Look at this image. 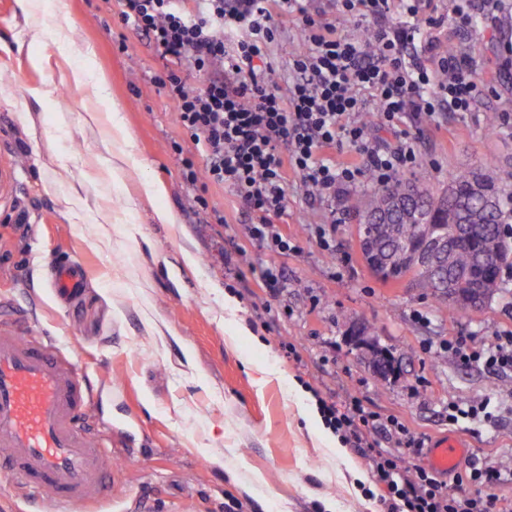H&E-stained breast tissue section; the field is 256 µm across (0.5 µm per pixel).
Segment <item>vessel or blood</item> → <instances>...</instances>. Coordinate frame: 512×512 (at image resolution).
Returning a JSON list of instances; mask_svg holds the SVG:
<instances>
[{
	"instance_id": "obj_1",
	"label": "vessel or blood",
	"mask_w": 512,
	"mask_h": 512,
	"mask_svg": "<svg viewBox=\"0 0 512 512\" xmlns=\"http://www.w3.org/2000/svg\"><path fill=\"white\" fill-rule=\"evenodd\" d=\"M48 286L58 300L75 298L84 272L73 260L53 261ZM95 397L88 375L55 340L35 335L28 314L0 320V463L30 501L51 492L59 512H111L106 475L112 439L86 414ZM459 438L433 442L431 465L448 471L465 452Z\"/></svg>"
}]
</instances>
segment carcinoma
<instances>
[{
    "label": "carcinoma",
    "instance_id": "obj_1",
    "mask_svg": "<svg viewBox=\"0 0 512 512\" xmlns=\"http://www.w3.org/2000/svg\"><path fill=\"white\" fill-rule=\"evenodd\" d=\"M500 162L491 160L479 169L453 172L448 188L435 194L403 177L390 185H374L350 200V210L366 225L368 252L385 265L369 268L385 282L411 277L427 296L448 303V311L466 314L475 298L490 303L500 284L504 261L512 254V240L503 226L512 223V192ZM436 236L453 224H469L470 238L448 248L446 265L436 266L413 257L424 225Z\"/></svg>",
    "mask_w": 512,
    "mask_h": 512
}]
</instances>
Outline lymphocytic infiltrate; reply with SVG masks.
Returning a JSON list of instances; mask_svg holds the SVG:
<instances>
[{
	"label": "lymphocytic infiltrate",
	"instance_id": "lymphocytic-infiltrate-1",
	"mask_svg": "<svg viewBox=\"0 0 512 512\" xmlns=\"http://www.w3.org/2000/svg\"><path fill=\"white\" fill-rule=\"evenodd\" d=\"M314 0H121L120 17L145 37L165 62L156 81L175 103L177 123L206 157L204 173L184 162V178L229 189L248 208L251 238L270 251L285 253L292 240L277 221L286 209L289 173L299 175L319 199L356 188L364 178L388 184L417 165L416 142L400 134L383 148L367 137L362 116L376 110L380 122L395 126L408 117H434L441 105L468 112L478 92L468 56L436 54L435 40L409 52L427 18L441 27L443 17L428 13L432 0H336L340 15L366 25V40L313 18ZM300 24L303 46L288 63V92L274 87L271 48L283 21ZM205 73L203 88L190 87L182 72ZM348 144L360 164H336L326 150ZM447 348L462 363H480L512 373V330L489 347L468 337H452ZM326 423L366 460L381 493V512H512V498L464 494L467 485L493 487L503 468L474 455L452 471L451 481L431 468L405 466L382 452L373 434H400L404 448L418 454L420 440L394 417L364 408L359 400L339 405L320 399Z\"/></svg>",
	"mask_w": 512,
	"mask_h": 512
}]
</instances>
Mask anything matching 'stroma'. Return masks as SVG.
Wrapping results in <instances>:
<instances>
[{"mask_svg": "<svg viewBox=\"0 0 512 512\" xmlns=\"http://www.w3.org/2000/svg\"><path fill=\"white\" fill-rule=\"evenodd\" d=\"M119 10V0H51L32 14L27 0H0V315L26 310L97 384L88 415L112 435V512L142 499L159 512H225L234 500L246 512H380L364 459L333 451L321 396L358 398L413 435L460 437L469 453L512 464V374L462 364L446 348L453 336L489 346L512 329V267L491 303L449 314L420 289L373 276L347 196L328 207L293 175L281 227L297 248L270 253L230 191L185 182L183 158L199 171L205 158L154 80L163 60ZM45 28L68 50L45 43ZM420 35L442 52L456 43L482 86L472 111L410 128L420 162L407 176L441 191L458 167L512 158V123L485 128L486 113L512 115V0L496 24L446 21ZM84 65L108 105L75 81ZM115 115L132 149L112 138ZM214 209L223 223H209ZM331 211L325 249L310 229ZM57 258L86 270L67 304L47 286ZM271 265L284 278L276 296L260 284ZM361 323L399 378L382 380L352 345ZM285 342L296 357H284ZM487 399L495 421L449 425V403Z\"/></svg>", "mask_w": 512, "mask_h": 512, "instance_id": "35a3bbf8", "label": "stroma"}]
</instances>
